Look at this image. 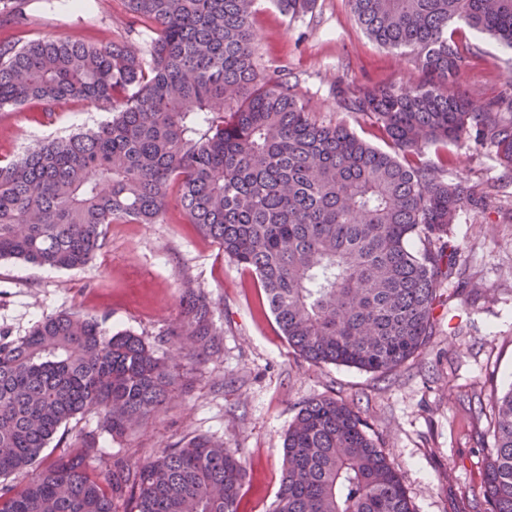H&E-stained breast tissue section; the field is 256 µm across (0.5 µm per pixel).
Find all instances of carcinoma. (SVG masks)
Returning a JSON list of instances; mask_svg holds the SVG:
<instances>
[{
  "label": "carcinoma",
  "mask_w": 512,
  "mask_h": 512,
  "mask_svg": "<svg viewBox=\"0 0 512 512\" xmlns=\"http://www.w3.org/2000/svg\"><path fill=\"white\" fill-rule=\"evenodd\" d=\"M150 29L141 48L58 35L23 41L26 16L0 39V108L70 100L112 113L94 129L41 141L0 163V259L75 269L118 221L156 224L172 185L190 223L253 271L288 343L314 364L389 373L432 334L440 290L471 297L458 216L488 196L421 159L428 145L491 148L512 177V95L458 91L465 26L512 47V0H349L378 45L407 50L425 73L411 87L339 89L392 151L313 118L286 81L260 71L256 0H126ZM295 18L315 0H271ZM192 360L218 349L207 298L184 296ZM171 371L156 347L64 312L24 336L0 334V512H238L239 449L185 438L143 461L93 467L90 436L47 467L62 426L87 410L117 440L162 408ZM483 512H512V387L496 401ZM273 512H414L402 476L354 407L320 395L284 440Z\"/></svg>",
  "instance_id": "cac0c4a2"
}]
</instances>
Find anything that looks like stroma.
<instances>
[{"instance_id":"stroma-1","label":"stroma","mask_w":512,"mask_h":512,"mask_svg":"<svg viewBox=\"0 0 512 512\" xmlns=\"http://www.w3.org/2000/svg\"><path fill=\"white\" fill-rule=\"evenodd\" d=\"M28 36L57 35L98 44L142 46L148 39L125 0L99 8L96 0H23ZM255 56L269 77L286 76L312 115L340 122L378 148L386 143L372 122L337 104L336 88L409 86L422 73L413 54L370 40L348 0H316L290 18L260 0L252 18ZM471 44L462 88L481 102L512 90V49L462 30ZM109 112L83 101L60 105L44 120L38 104L0 109V160L34 141L97 126ZM448 179L464 177L476 190L496 187L486 212L462 216L454 237L471 299L443 288L426 346L396 370L372 373L301 358L280 332L255 274L191 224L178 201L160 223L117 222L91 262L77 270L0 260V333L18 337L45 316L78 310L155 344L173 372L171 395L123 442L98 426L97 411L70 420L58 434L67 446L94 435L103 461L134 462L185 437H207L239 449L246 476L238 512H273L282 475V448L300 404L332 394L355 404L391 465L402 475L414 512H463L483 502V451L491 447L482 403L512 384V181L492 149L449 146ZM211 302L221 332L219 353L189 364L180 324L185 287Z\"/></svg>"}]
</instances>
